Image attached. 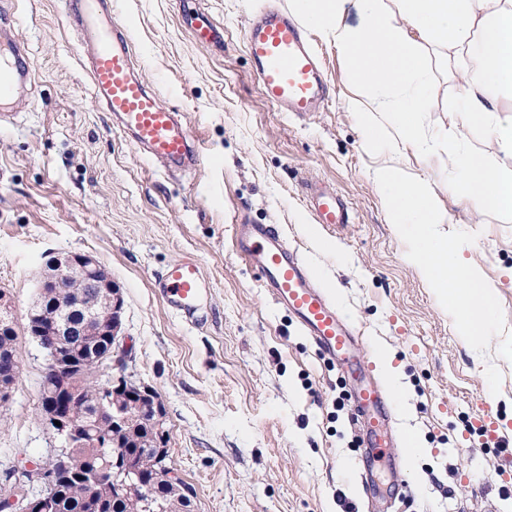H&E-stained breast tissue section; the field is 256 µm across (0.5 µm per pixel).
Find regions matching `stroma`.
<instances>
[{
	"label": "stroma",
	"mask_w": 512,
	"mask_h": 512,
	"mask_svg": "<svg viewBox=\"0 0 512 512\" xmlns=\"http://www.w3.org/2000/svg\"><path fill=\"white\" fill-rule=\"evenodd\" d=\"M263 2L200 0L224 30L208 45L183 23L190 0H115L136 73L186 115L200 144L196 169L166 170L96 103L90 49L62 0H8L37 73L14 123L0 127V289L21 319L53 257L97 258L124 299L126 371L165 406L170 454L196 512H366L362 484L373 480L407 489L404 512H512V447L467 431L489 403L512 435V355L474 350L409 261L377 192L385 146L352 110L349 63L324 33H313L325 58L323 109L297 116L260 95L244 32ZM431 62L421 137L443 152L504 159L482 127L461 131L459 76L439 56ZM400 165L447 211L433 231L481 270L498 339L512 342V217L455 202V170L417 147L402 148ZM315 183L348 201L352 223L314 222L304 193ZM237 224L276 225L363 331L365 350L391 356L404 383L396 427L422 440V457L404 455L392 471L363 464L347 382L258 288L233 246ZM185 256L210 286L200 325L169 312L153 286ZM19 343L20 374L0 409V480L61 447L38 418L45 355L28 336Z\"/></svg>",
	"instance_id": "1"
}]
</instances>
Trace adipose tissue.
I'll use <instances>...</instances> for the list:
<instances>
[{"instance_id": "1", "label": "adipose tissue", "mask_w": 512, "mask_h": 512, "mask_svg": "<svg viewBox=\"0 0 512 512\" xmlns=\"http://www.w3.org/2000/svg\"><path fill=\"white\" fill-rule=\"evenodd\" d=\"M360 17L347 23L348 10ZM295 12L309 27L322 29L350 64L352 80L364 91L353 101L368 124L392 128L394 143L415 141L430 101L422 88L431 76L430 50L443 51L461 78L454 106L462 128L481 124L512 156V0H295ZM458 173L448 192L479 213L512 216V168L477 153L450 155ZM398 155L377 177L380 198L392 224L410 239L411 258L439 302L457 319L471 345L490 344L495 319L492 290L479 269L434 225L448 221L435 198L412 188L398 170Z\"/></svg>"}]
</instances>
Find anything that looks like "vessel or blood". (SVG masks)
<instances>
[{"mask_svg": "<svg viewBox=\"0 0 512 512\" xmlns=\"http://www.w3.org/2000/svg\"><path fill=\"white\" fill-rule=\"evenodd\" d=\"M68 12L92 46L89 75L93 94L116 118L133 145L152 160L182 168L199 161L193 132L178 112L167 106L143 79L133 73L128 40L112 24V0H68ZM197 42L216 40L211 16L189 13ZM245 49L267 102L282 112L304 115L317 111L328 98L322 59L311 35L278 6L260 8L245 33ZM34 59L24 39L0 36V124L13 123L14 105L31 82ZM316 223L337 227L350 223L347 203L332 190L316 191L309 199ZM237 253L258 273V283L271 301L288 312L304 336L329 363L356 375L352 423L370 448H403L407 441L394 429L396 404L362 352V336L353 321L323 288L310 260L288 244L269 224L233 227ZM168 308L194 323L208 298L209 284L194 258L170 264L155 280ZM471 424L497 446L512 445L492 406L483 407Z\"/></svg>", "mask_w": 512, "mask_h": 512, "instance_id": "vessel-or-blood-1", "label": "vessel or blood"}]
</instances>
